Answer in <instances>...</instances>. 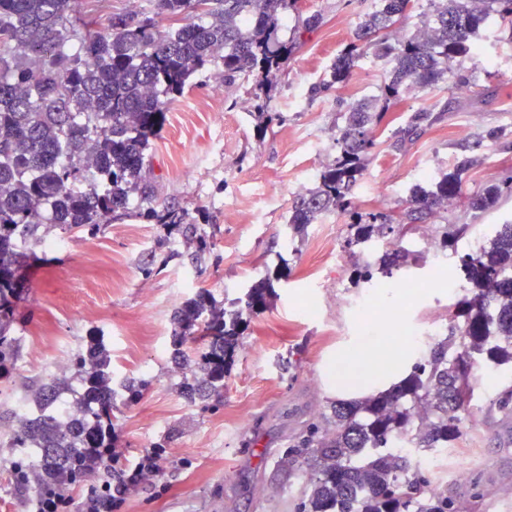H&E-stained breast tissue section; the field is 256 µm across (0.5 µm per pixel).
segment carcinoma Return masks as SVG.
Here are the masks:
<instances>
[{
    "label": "carcinoma",
    "instance_id": "carcinoma-1",
    "mask_svg": "<svg viewBox=\"0 0 512 512\" xmlns=\"http://www.w3.org/2000/svg\"><path fill=\"white\" fill-rule=\"evenodd\" d=\"M416 0H382L360 24L356 42L336 60L332 80L311 94L348 83L355 63L372 54L384 62L382 105L338 100L344 124L336 158L317 184L299 195L288 220L295 236L329 211L347 215L354 243L389 231L405 238L415 222L463 195L465 166L442 172L430 187L412 191L401 211L371 214L353 210L352 195L363 177L380 124L405 86L429 88L448 78L450 63L469 56L474 37L496 14L512 30V0H434L435 19L426 30L399 38ZM298 0H151L145 12L117 13L106 21L81 8L80 0H0V375L18 360L12 336L19 288L32 287L30 269L44 262L42 248L60 233L93 237L102 224L140 214L151 224L179 231L195 243L199 264L214 242L186 224L185 210L158 197L148 145L164 126L168 104L183 95L198 73L212 72L234 87L251 83L255 115L267 131L283 121L268 111L266 76L279 70L292 49L281 43V18ZM168 24L162 25L160 21ZM433 122L427 111L397 127L402 142ZM137 207L131 209V196ZM512 196V176L468 197L473 210L496 207ZM169 240H157L142 270L174 256ZM419 256L394 249L357 277H400ZM469 285L454 303L448 338L413 365L391 390L359 405H338L325 425L312 422L286 456H308L317 464L299 512H454L444 492L426 489L418 457L448 447L460 434L461 415L471 411L474 367L512 364V222L499 224L488 245L460 256ZM279 276L249 285L225 306L202 289L174 308V362L188 370L179 383L190 400L224 390L250 319L265 309ZM84 391L64 411L65 383L48 378L24 397L27 411L6 447L39 451L38 468L56 476V486H82L92 471L112 473L115 492L125 484L126 466L117 456L87 463L94 448L112 447V414L118 405L139 403L151 388L143 378L112 379V355L93 336L69 359ZM413 436L410 448L395 440Z\"/></svg>",
    "mask_w": 512,
    "mask_h": 512
}]
</instances>
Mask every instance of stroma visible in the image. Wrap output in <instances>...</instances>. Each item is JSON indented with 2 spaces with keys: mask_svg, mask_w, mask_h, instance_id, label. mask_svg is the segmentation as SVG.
I'll list each match as a JSON object with an SVG mask.
<instances>
[{
  "mask_svg": "<svg viewBox=\"0 0 512 512\" xmlns=\"http://www.w3.org/2000/svg\"><path fill=\"white\" fill-rule=\"evenodd\" d=\"M377 2L300 0L299 11L283 19L281 35L296 48L270 76V109L283 116L273 131L258 129L247 95L229 106L201 75L169 106L153 145L154 173L161 193L186 209L187 222L213 238L216 247L202 265L189 262L193 247L179 237L172 244L176 258L143 278L141 264L164 230L131 217L103 226L93 238L58 235L46 250L47 263L32 268L33 285L23 289L13 325L22 356L0 378V401L18 402L46 378L49 365L68 361L95 333L112 351L114 379L153 380L142 401L117 410L113 446L132 465L161 440L166 461L159 476L126 495L120 512H295L312 462L285 463L284 451L337 403L326 390V367L361 327L355 302L371 293L354 272L366 259L363 247L348 246L351 230L334 213L295 241L286 251L288 268L274 283L275 297L242 337L215 406L189 401L178 389L171 316L199 289L220 301L225 290L248 285L276 264L298 186L313 185L336 155L337 98L379 95L383 66L367 56L345 88L309 96ZM476 44L482 58L460 64L471 91L448 82L411 88L376 127L378 146L354 198L364 213L396 211L418 185L421 168L438 173L465 165L464 197L434 221L467 225L466 234L444 266L426 259L406 267L407 277L430 288L395 304L409 325L443 333L453 320L452 296L464 293L459 255L486 243L493 225L512 219L510 197L485 212L467 206V195L512 174V42L491 19ZM422 109L433 112L434 124L397 143L394 128ZM492 131L501 139L490 140ZM475 383V408L459 439L442 451L446 459L468 462L473 473L465 485L448 484V495L456 512H512V405L498 403L512 388V368L483 370Z\"/></svg>",
  "mask_w": 512,
  "mask_h": 512,
  "instance_id": "35a3bbf8",
  "label": "stroma"
}]
</instances>
